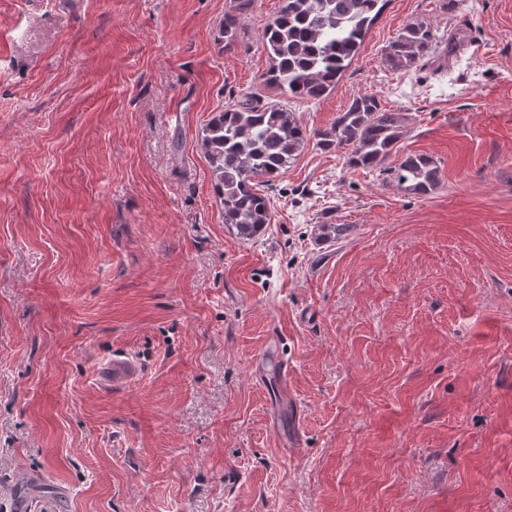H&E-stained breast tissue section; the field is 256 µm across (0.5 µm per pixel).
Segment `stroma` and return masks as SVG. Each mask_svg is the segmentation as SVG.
I'll list each match as a JSON object with an SVG mask.
<instances>
[{"instance_id":"35a3bbf8","label":"stroma","mask_w":512,"mask_h":512,"mask_svg":"<svg viewBox=\"0 0 512 512\" xmlns=\"http://www.w3.org/2000/svg\"><path fill=\"white\" fill-rule=\"evenodd\" d=\"M233 5L0 0V512H512V0H388L316 100L264 82L280 0L228 49ZM419 22L434 51L388 70ZM360 94L405 115L392 156L309 140L236 237L208 120L323 132ZM418 154L422 196L390 174ZM437 43L433 28L425 23L405 26L392 40L384 55V64L391 71H406L428 56ZM392 176L397 186L414 195H426L439 183V169L424 155H410L394 167ZM135 364L125 356H113L101 369L100 380L108 385H119L126 383L133 378L135 374Z\"/></svg>"}]
</instances>
